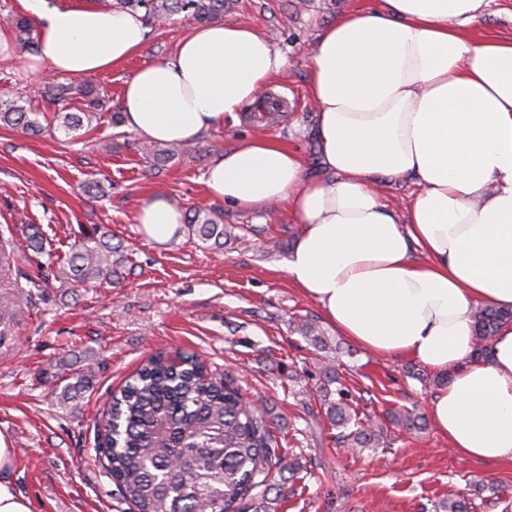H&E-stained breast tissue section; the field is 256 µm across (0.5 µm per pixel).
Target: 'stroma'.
Returning a JSON list of instances; mask_svg holds the SVG:
<instances>
[{"label":"stroma","instance_id":"35a3bbf8","mask_svg":"<svg viewBox=\"0 0 512 512\" xmlns=\"http://www.w3.org/2000/svg\"><path fill=\"white\" fill-rule=\"evenodd\" d=\"M372 0H231L219 20L248 21L274 39L288 59L269 90L288 98V109L268 120L239 122L203 133L189 155L149 167L142 140L113 123L126 82L141 67L171 58L198 22L173 16L149 30L143 48L124 65L72 78L112 99V111L88 128L32 134L0 127V219L25 239L38 226L55 261L79 228L105 224L122 240L132 270L120 284L72 294L58 279L42 287L39 256L0 271V308L26 299L22 318L0 319V435L15 450L9 478L33 512H129L96 454L97 424L113 390L149 355L175 350L202 354L231 375L250 400L266 402L278 451L298 465L281 481L277 512H434L449 489L472 500L473 512H512V462L486 464L459 454L427 428L416 434L389 427L384 448L353 451L337 445L335 428L313 392L321 377L312 346L298 331L316 322L342 349L340 381L362 415L398 409L428 413L436 388L408 375L416 363L391 360L353 346L326 320L317 303L294 288L285 265L301 227L286 209L250 211L207 198L203 175L224 151L255 138L296 148L309 173L319 171L315 114L307 99L308 54L319 33L341 15ZM29 54L0 58V101L26 93L31 108H54L35 90L39 77L25 69ZM108 150H100V143ZM182 210L201 207L225 223L267 228L280 246L271 252L229 240L209 249L181 234L160 245L135 217L154 194ZM91 370L89 389L60 403L54 377L60 367Z\"/></svg>","mask_w":512,"mask_h":512}]
</instances>
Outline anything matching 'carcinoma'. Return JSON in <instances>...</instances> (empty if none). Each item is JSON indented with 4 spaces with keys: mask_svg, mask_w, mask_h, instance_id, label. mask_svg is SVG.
Masks as SVG:
<instances>
[{
    "mask_svg": "<svg viewBox=\"0 0 512 512\" xmlns=\"http://www.w3.org/2000/svg\"><path fill=\"white\" fill-rule=\"evenodd\" d=\"M109 10L142 12L146 23H160L174 14L188 12L203 21L224 11V0H96ZM13 32L17 44L38 52L33 25L25 17L8 14L1 18ZM84 100L82 112L70 111L73 86L61 82L44 85L41 95L58 106L56 117L66 130L83 127L112 110V99L92 88L78 90ZM26 98L0 103V126L41 131L36 118L22 105ZM188 233L203 243L224 248V240L235 237V226L204 208L185 218ZM15 224H0V265L11 264L19 247ZM128 262L123 246L112 244V230L96 224L70 246L66 262L56 277L70 288L112 285L122 277ZM476 342L474 355L489 353L497 330L512 322V310L480 306L474 309ZM302 337L318 352L322 379L316 389L331 425L345 430L339 443L351 448L388 445L384 423H358L356 408L339 383L336 363L340 347H331L318 326L310 321L299 327ZM55 379L63 383L58 400L75 399L91 383L86 371L66 369ZM337 398H332V395ZM389 423L417 433L425 430V416L414 410L387 414ZM104 445L99 449L104 467L121 489L133 512H235L239 501L257 492L264 498L275 486L273 469L283 464L275 450L276 437L268 421V409L244 400L231 378L210 371L195 352L181 353L173 363L168 354L150 356L119 391L112 395L103 420ZM471 502L454 493L435 504V512H470Z\"/></svg>",
    "mask_w": 512,
    "mask_h": 512,
    "instance_id": "obj_1",
    "label": "carcinoma"
}]
</instances>
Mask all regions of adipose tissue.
I'll list each match as a JSON object with an SVG mask.
<instances>
[{
    "instance_id": "obj_1",
    "label": "adipose tissue",
    "mask_w": 512,
    "mask_h": 512,
    "mask_svg": "<svg viewBox=\"0 0 512 512\" xmlns=\"http://www.w3.org/2000/svg\"><path fill=\"white\" fill-rule=\"evenodd\" d=\"M20 3L39 20L34 74L109 71L148 32L141 14L87 0ZM485 4L378 0L341 16L308 64L319 173L259 138L214 160L204 185L238 208H286L303 226L285 267L293 287L364 351L445 377L429 406L435 431L497 462L512 461V323L475 360L473 307L512 310V34L473 36ZM287 66L253 23L195 28L127 81L125 125L147 141H195L258 105ZM394 179L419 188L402 217L383 201ZM136 221L165 244L184 215L159 195Z\"/></svg>"
}]
</instances>
